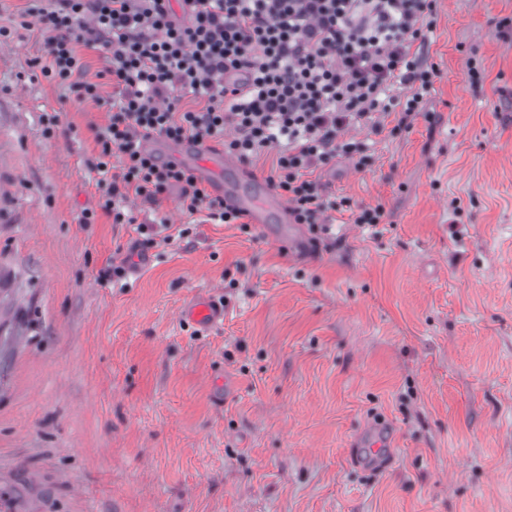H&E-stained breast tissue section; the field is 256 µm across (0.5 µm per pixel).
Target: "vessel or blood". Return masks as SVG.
<instances>
[{
	"instance_id": "vessel-or-blood-1",
	"label": "vessel or blood",
	"mask_w": 512,
	"mask_h": 512,
	"mask_svg": "<svg viewBox=\"0 0 512 512\" xmlns=\"http://www.w3.org/2000/svg\"><path fill=\"white\" fill-rule=\"evenodd\" d=\"M141 144L144 149L190 171L212 195L222 198L225 205L247 216L257 229H264L270 220H277L280 244L289 254L304 252L302 227L295 224L287 203L274 189L242 173L238 161L225 154L220 143L199 144L187 139L175 142L149 134L142 137ZM183 314L207 330L223 322L224 305L208 292L193 298L184 307Z\"/></svg>"
}]
</instances>
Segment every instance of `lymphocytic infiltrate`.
I'll use <instances>...</instances> for the list:
<instances>
[{
  "instance_id": "1",
  "label": "lymphocytic infiltrate",
  "mask_w": 512,
  "mask_h": 512,
  "mask_svg": "<svg viewBox=\"0 0 512 512\" xmlns=\"http://www.w3.org/2000/svg\"><path fill=\"white\" fill-rule=\"evenodd\" d=\"M181 2L177 12L171 0H52L20 14L18 28L47 33L35 61L42 77L108 114L91 164L99 207L83 210L81 223L101 212L136 223L133 199L154 205L175 186L187 217L241 220L190 172L144 150L148 133L219 141L243 163L274 154L268 183L287 197L295 223L323 229L348 210L355 223H382V206L353 208L325 193L315 173L339 158L364 169L370 147L354 129L376 135L392 113L407 126L423 111L437 70L413 45L429 39L435 0ZM82 45L105 53L111 97L85 79ZM188 96L199 108H183Z\"/></svg>"
}]
</instances>
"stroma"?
I'll return each instance as SVG.
<instances>
[{"instance_id":"1","label":"stroma","mask_w":512,"mask_h":512,"mask_svg":"<svg viewBox=\"0 0 512 512\" xmlns=\"http://www.w3.org/2000/svg\"><path fill=\"white\" fill-rule=\"evenodd\" d=\"M433 19L426 116L319 174L384 223L299 260L248 223H80L106 111L34 75L39 28L0 46V512H512V0ZM184 316L207 330L224 322V303L215 299L214 292L193 298L183 309Z\"/></svg>"}]
</instances>
